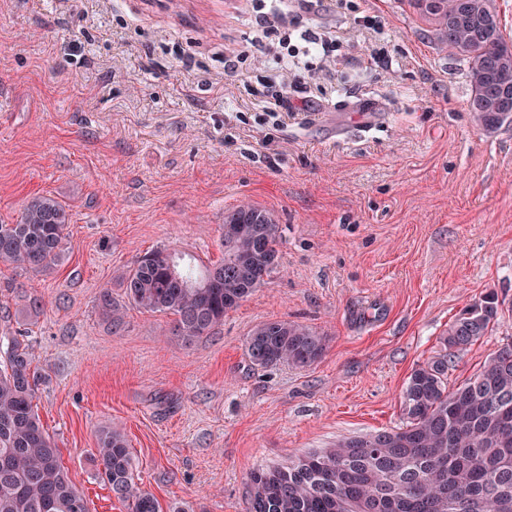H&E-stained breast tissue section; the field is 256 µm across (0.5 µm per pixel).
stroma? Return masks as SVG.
I'll list each match as a JSON object with an SVG mask.
<instances>
[{"label": "stroma", "mask_w": 512, "mask_h": 512, "mask_svg": "<svg viewBox=\"0 0 512 512\" xmlns=\"http://www.w3.org/2000/svg\"><path fill=\"white\" fill-rule=\"evenodd\" d=\"M284 10L297 33L379 28L337 40L331 89L275 131L253 92L279 70L275 36L245 0H0V224L37 195L71 214L60 264H0V346L30 344L38 415L90 512H125L97 477L102 427L125 434L161 506L248 512L252 469L400 427L407 378L474 298L496 292L503 314L449 387L512 341V127H474L463 64L406 0ZM244 202L287 228L265 286L192 343L131 305L113 329L104 289L120 295L160 246L219 261ZM268 320L322 333L324 355L251 365L246 338Z\"/></svg>", "instance_id": "35a3bbf8"}]
</instances>
